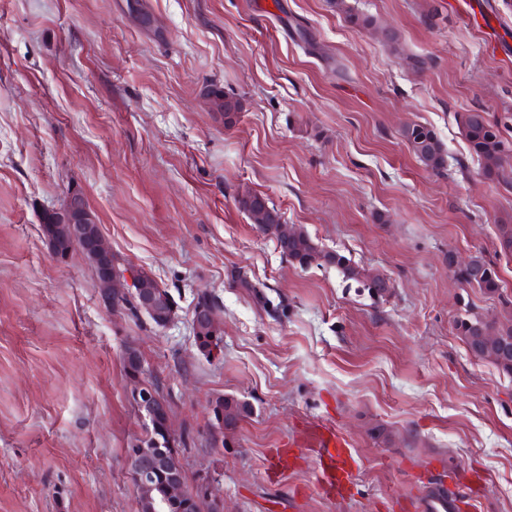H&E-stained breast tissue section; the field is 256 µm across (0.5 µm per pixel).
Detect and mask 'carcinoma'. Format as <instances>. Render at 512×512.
I'll list each match as a JSON object with an SVG mask.
<instances>
[{"mask_svg": "<svg viewBox=\"0 0 512 512\" xmlns=\"http://www.w3.org/2000/svg\"><path fill=\"white\" fill-rule=\"evenodd\" d=\"M213 111L224 115V124L233 123L241 105L239 100L225 95L221 90L214 89L209 93ZM461 133L469 145L471 154L484 162V176L490 180L502 177L506 168H512V159L504 158V147L512 145V140L505 138L499 126L492 123L487 114L479 110L463 112L457 115ZM403 136L410 145L418 160L432 171H440L445 165L446 150L435 131L423 124H411L404 128ZM240 208L248 215L252 223L265 226V231L274 239L279 252L289 262L301 268L312 266L334 267L336 272L347 281H352L358 288L373 296L383 297L389 292V279L385 276L370 272L352 262L346 255L338 252H328L319 245L300 227L285 224L281 221L279 212L270 200L262 194L244 198L239 201ZM88 205L80 193L71 194L64 205L57 211L46 214L41 224L42 232L47 238L53 251L64 256L69 251L78 248L91 250L93 239L100 235L98 226L88 224L82 235L74 233L72 225L85 221ZM453 274L457 280L468 288H477L481 292L494 296L500 293L502 279L496 264L483 254L469 257L467 264L453 266ZM134 273L136 283L134 289L157 295L159 307L157 316L149 317L156 326L160 325L159 318L175 313L177 302L171 292L160 286L147 272L138 270L126 264L112 250H106L105 255L97 260L96 277L100 295L105 300H112V309L128 310L138 314L135 297L116 295L112 291L113 272ZM237 287L250 295L258 305L269 315L282 311L281 304L274 303L258 284L252 282L246 275L240 274L234 280ZM193 315L198 319L194 336L196 346L212 355L211 347H220L222 342L223 309L215 295L203 292L197 295L193 307ZM486 325L482 318L473 312L469 303H464L462 313L455 319V330L469 351L476 357L494 365L503 374L512 377V318L498 324L496 329L499 342L487 345L484 339ZM126 377L130 383H135V375H144V381L160 390L158 380L146 374V369L139 364V356L134 349H129V364L124 366ZM211 419L223 416V426L231 429L249 414L248 404L235 397L218 396L210 403Z\"/></svg>", "mask_w": 512, "mask_h": 512, "instance_id": "cac0c4a2", "label": "carcinoma"}]
</instances>
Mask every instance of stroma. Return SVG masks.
<instances>
[{
	"mask_svg": "<svg viewBox=\"0 0 512 512\" xmlns=\"http://www.w3.org/2000/svg\"><path fill=\"white\" fill-rule=\"evenodd\" d=\"M0 0V512H138L125 451L142 432L128 399L136 349L171 406L186 481L224 512H417L439 480L469 512H512V378L456 334L459 298L512 315V184L482 177L456 122L487 112L512 139V56L458 0ZM355 13L372 30L351 23ZM239 99L232 126L208 93ZM447 149L425 168L403 136ZM85 196L113 253L173 293V325L113 311L80 252L40 224ZM270 199L327 251L384 274L387 296L332 267L282 258L240 209ZM483 254L504 286L464 287L449 256ZM279 296L275 319L236 288ZM224 307L222 350L190 329L198 292ZM251 414L211 447L208 405ZM360 461L325 493L312 425ZM290 449L266 474L268 457ZM403 136L427 169L440 171L444 168L446 150L432 128L423 124H411L404 128Z\"/></svg>",
	"mask_w": 512,
	"mask_h": 512,
	"instance_id": "stroma-1",
	"label": "stroma"
}]
</instances>
